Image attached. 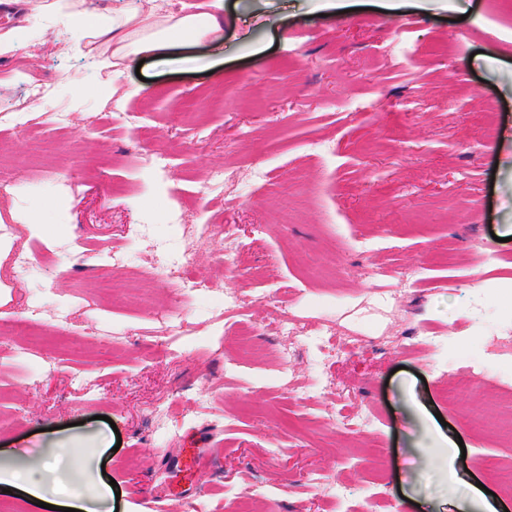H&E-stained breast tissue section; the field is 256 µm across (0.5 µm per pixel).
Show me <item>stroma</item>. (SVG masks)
<instances>
[{
  "label": "stroma",
  "mask_w": 512,
  "mask_h": 512,
  "mask_svg": "<svg viewBox=\"0 0 512 512\" xmlns=\"http://www.w3.org/2000/svg\"><path fill=\"white\" fill-rule=\"evenodd\" d=\"M470 3L322 17L224 0L202 67L145 58L118 79L122 112L87 59L1 55L0 466L65 438L88 492L117 482L113 512H453L461 490L424 452L443 433L512 512L488 469L512 466V361L483 354L512 337V0ZM21 60L55 96L29 104L6 76ZM20 250L37 276L16 273ZM180 250L209 291L178 288ZM476 413L493 428L474 433ZM204 226L205 230L215 243L216 251L223 257V259L224 257H227L229 261H232L239 247L236 240L228 236H224V231L221 226L213 224H206Z\"/></svg>",
  "instance_id": "1"
}]
</instances>
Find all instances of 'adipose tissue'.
<instances>
[{
    "mask_svg": "<svg viewBox=\"0 0 512 512\" xmlns=\"http://www.w3.org/2000/svg\"><path fill=\"white\" fill-rule=\"evenodd\" d=\"M146 2L145 9L115 14L98 9L92 0H44L35 22L0 40V54L44 42L46 28L56 27L67 51L91 59L99 94L110 100L115 92L113 79L130 58L149 55L170 62L220 30L222 0H210L208 10L185 15L164 12L158 0ZM57 467L52 459L23 472H0V487L33 506L42 501L68 512H103L111 489L103 485L95 494H85L80 471H73L68 484L47 492L48 477Z\"/></svg>",
    "mask_w": 512,
    "mask_h": 512,
    "instance_id": "obj_1",
    "label": "adipose tissue"
}]
</instances>
